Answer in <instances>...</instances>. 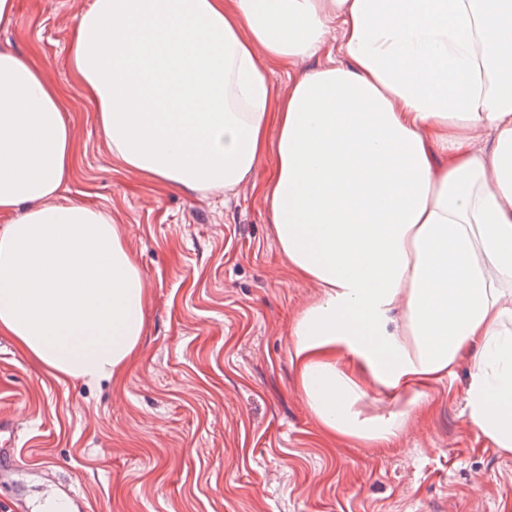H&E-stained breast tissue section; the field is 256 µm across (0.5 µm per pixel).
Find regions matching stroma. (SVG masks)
Masks as SVG:
<instances>
[{
  "label": "stroma",
  "mask_w": 512,
  "mask_h": 512,
  "mask_svg": "<svg viewBox=\"0 0 512 512\" xmlns=\"http://www.w3.org/2000/svg\"><path fill=\"white\" fill-rule=\"evenodd\" d=\"M90 0H17L0 48L38 61L72 130L64 202L111 211L135 253L145 336L97 383L36 366L0 335V417L15 470L0 512H42L58 485L89 512H512V454L472 427L471 363L426 388L388 448L325 437L291 363L292 324L317 299L290 275L267 221L266 157L232 190L190 192L126 169L70 67Z\"/></svg>",
  "instance_id": "35a3bbf8"
}]
</instances>
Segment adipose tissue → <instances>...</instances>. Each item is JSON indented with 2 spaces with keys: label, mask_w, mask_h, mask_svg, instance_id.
Returning <instances> with one entry per match:
<instances>
[{
  "label": "adipose tissue",
  "mask_w": 512,
  "mask_h": 512,
  "mask_svg": "<svg viewBox=\"0 0 512 512\" xmlns=\"http://www.w3.org/2000/svg\"><path fill=\"white\" fill-rule=\"evenodd\" d=\"M69 62L126 168L230 189L273 153L267 220L321 291L292 334L323 433L391 447L403 419L361 402L419 406L469 354V420L512 454V0H90ZM59 98L0 49V335L97 381L138 351L146 293L111 212L57 201ZM408 395L401 393L394 397L382 393L372 392L364 401V411L366 414L388 413L392 411H400L404 408V403Z\"/></svg>",
  "instance_id": "ef3b65f1"
}]
</instances>
